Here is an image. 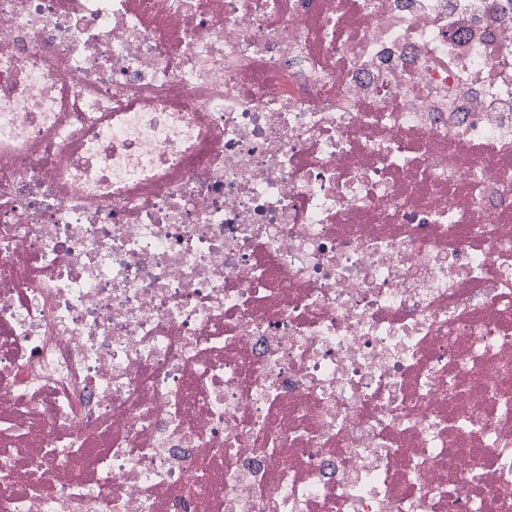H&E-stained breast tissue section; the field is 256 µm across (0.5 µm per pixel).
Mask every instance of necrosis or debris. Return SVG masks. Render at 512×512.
Here are the masks:
<instances>
[{
    "mask_svg": "<svg viewBox=\"0 0 512 512\" xmlns=\"http://www.w3.org/2000/svg\"><path fill=\"white\" fill-rule=\"evenodd\" d=\"M0 512H512V0H0Z\"/></svg>",
    "mask_w": 512,
    "mask_h": 512,
    "instance_id": "1",
    "label": "necrosis or debris"
}]
</instances>
